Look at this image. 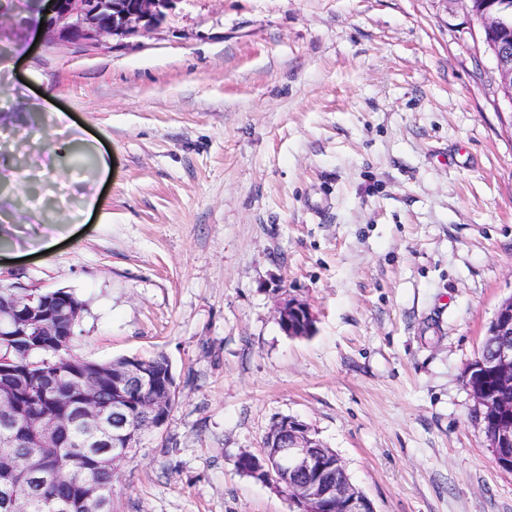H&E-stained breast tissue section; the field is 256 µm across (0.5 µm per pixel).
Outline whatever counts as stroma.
<instances>
[{
	"instance_id": "1",
	"label": "stroma",
	"mask_w": 512,
	"mask_h": 512,
	"mask_svg": "<svg viewBox=\"0 0 512 512\" xmlns=\"http://www.w3.org/2000/svg\"><path fill=\"white\" fill-rule=\"evenodd\" d=\"M480 32L445 0H179L87 47L0 27V284L72 292L78 356L177 380L112 512H291L236 466L283 417L376 512H512L465 381L512 297ZM64 125L81 159L54 157ZM291 298L310 336L278 325ZM275 318L281 330L290 337L309 336L314 327V315L307 304L295 299L279 306Z\"/></svg>"
}]
</instances>
